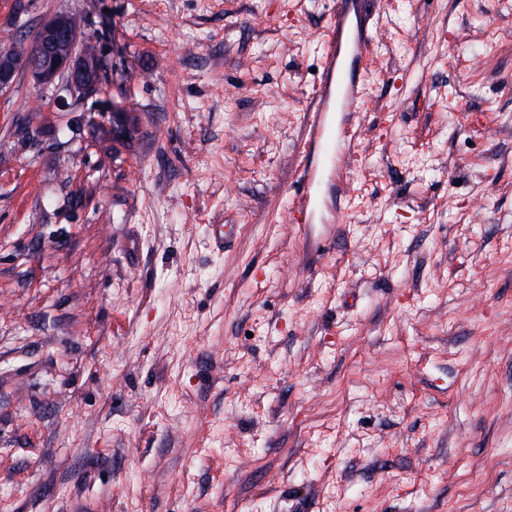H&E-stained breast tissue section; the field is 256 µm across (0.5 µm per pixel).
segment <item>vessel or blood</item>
<instances>
[{"instance_id": "1", "label": "vessel or blood", "mask_w": 512, "mask_h": 512, "mask_svg": "<svg viewBox=\"0 0 512 512\" xmlns=\"http://www.w3.org/2000/svg\"><path fill=\"white\" fill-rule=\"evenodd\" d=\"M348 15L346 0H338L327 33L323 80L300 146L303 156H318L320 162L303 167V189L291 206L299 224L315 223L324 189L335 183V163L349 151L354 137L352 118L358 109L360 84L347 62L367 60L371 32L365 27L351 30Z\"/></svg>"}]
</instances>
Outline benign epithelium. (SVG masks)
I'll list each match as a JSON object with an SVG mask.
<instances>
[{
	"label": "benign epithelium",
	"instance_id": "7a95c632",
	"mask_svg": "<svg viewBox=\"0 0 512 512\" xmlns=\"http://www.w3.org/2000/svg\"><path fill=\"white\" fill-rule=\"evenodd\" d=\"M84 23L86 18L79 13H55L41 23L26 53L0 51V93L11 89L24 70L35 84L54 86L65 106L97 95L104 71L103 49L80 36ZM112 109L116 116L113 138H124L130 130L122 107L114 104Z\"/></svg>",
	"mask_w": 512,
	"mask_h": 512
}]
</instances>
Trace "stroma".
<instances>
[{
	"label": "stroma",
	"instance_id": "1",
	"mask_svg": "<svg viewBox=\"0 0 512 512\" xmlns=\"http://www.w3.org/2000/svg\"><path fill=\"white\" fill-rule=\"evenodd\" d=\"M75 8L101 93L0 94V512H512V0H351L326 224L336 0H0V50ZM346 1L337 2L328 29L323 80L300 146L304 158L316 155L323 159V163L305 164L303 167V189L290 207L297 224H316L317 213L325 196L324 189L334 185L338 163L345 152L350 156L354 137L352 118L358 112L360 84L358 78L347 69V60H367L372 36L365 24L356 31L348 27L349 9ZM330 161L332 164L329 167L327 162Z\"/></svg>",
	"mask_w": 512,
	"mask_h": 512
}]
</instances>
